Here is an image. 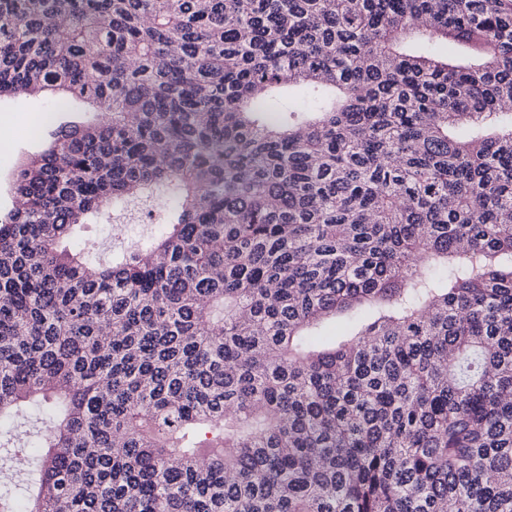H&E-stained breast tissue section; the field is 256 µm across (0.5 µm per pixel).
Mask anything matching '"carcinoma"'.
Returning a JSON list of instances; mask_svg holds the SVG:
<instances>
[{"mask_svg": "<svg viewBox=\"0 0 512 512\" xmlns=\"http://www.w3.org/2000/svg\"><path fill=\"white\" fill-rule=\"evenodd\" d=\"M39 91L92 119L0 214V512H512V0H0ZM142 208L140 203H131L125 211L83 224L65 245L74 253L89 251L100 263H109L131 246L144 244L161 234L162 226L155 220L147 221Z\"/></svg>", "mask_w": 512, "mask_h": 512, "instance_id": "1", "label": "carcinoma"}]
</instances>
